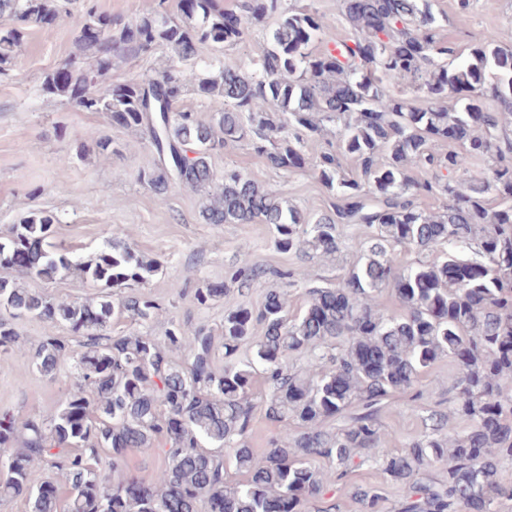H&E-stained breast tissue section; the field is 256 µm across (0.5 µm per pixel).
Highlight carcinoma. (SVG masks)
<instances>
[{
	"label": "carcinoma",
	"instance_id": "obj_1",
	"mask_svg": "<svg viewBox=\"0 0 512 512\" xmlns=\"http://www.w3.org/2000/svg\"><path fill=\"white\" fill-rule=\"evenodd\" d=\"M73 0H0V74L12 69L33 23L46 34ZM434 0H342L350 35L318 52L324 26L316 11L288 13L282 0H243L228 12L219 0H191L179 16L154 12L124 21L86 8L65 66L42 90L112 124L134 128L155 149L138 179L157 194L172 185L207 193L206 224H269L282 253L332 256L338 229L358 228L357 263L344 283L309 286L303 310L288 312V289L301 274L279 273L284 287L249 305L230 289L207 285L198 306L227 299L219 334L169 321L163 338L146 325L159 309L137 292L159 262L115 241L80 262L51 242L57 214L33 210L0 238V266L17 277L54 280L74 270L99 288L86 300L55 301L0 278V362L27 345L12 320L39 319L50 332L35 340L33 364L44 376L68 375L55 405L25 420L0 410V501L25 496L31 512H339L336 485L372 462L403 492L398 512H500L512 482V48L489 34L463 56L437 37ZM274 19L259 60L224 61V46ZM92 24L100 37L87 35ZM210 45L215 54L196 62ZM164 46L168 69L156 77L100 86L114 62ZM213 108L204 122L175 103L187 89ZM422 93L416 106L403 90ZM460 107L448 111V94ZM336 124V150L310 159L300 133L314 139ZM247 139L275 169L311 165L334 192L315 220L282 191L239 170H217L215 151ZM454 140L446 154L435 142ZM352 156L360 175L341 174ZM491 161L484 175L471 167ZM444 197L427 214L417 197ZM399 248L427 251L430 262L402 266ZM265 270L244 264L236 279L258 282ZM129 292L118 298L111 289ZM389 290L400 311H383ZM133 325L112 335V321ZM224 365H215L217 352ZM447 360L457 369L452 407L431 410L406 449L383 447L381 412L396 394ZM263 380L268 393L256 396ZM281 424L265 448L251 446L257 411ZM153 448L163 456L146 479L127 455ZM111 453V467H100ZM322 459L319 469L312 460ZM443 474L432 476L429 467ZM62 478L41 491L32 469ZM243 475L230 479V470ZM360 512H389L384 488L357 485Z\"/></svg>",
	"mask_w": 512,
	"mask_h": 512
}]
</instances>
